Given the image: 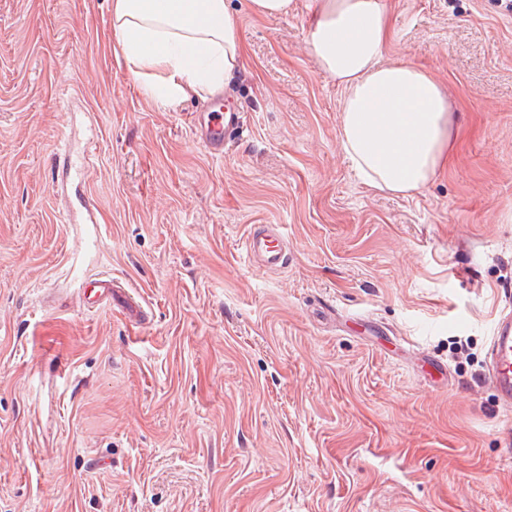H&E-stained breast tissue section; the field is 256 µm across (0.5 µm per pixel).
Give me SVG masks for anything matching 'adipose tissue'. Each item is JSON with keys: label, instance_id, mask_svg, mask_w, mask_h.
Segmentation results:
<instances>
[{"label": "adipose tissue", "instance_id": "obj_1", "mask_svg": "<svg viewBox=\"0 0 512 512\" xmlns=\"http://www.w3.org/2000/svg\"><path fill=\"white\" fill-rule=\"evenodd\" d=\"M112 30L130 72L159 105L223 90L246 43L225 0H111ZM320 70L343 92V151L365 185L407 196L448 164L456 134L448 96L413 63L384 61L387 0H309Z\"/></svg>", "mask_w": 512, "mask_h": 512}]
</instances>
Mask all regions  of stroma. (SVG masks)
I'll use <instances>...</instances> for the list:
<instances>
[{"mask_svg":"<svg viewBox=\"0 0 512 512\" xmlns=\"http://www.w3.org/2000/svg\"><path fill=\"white\" fill-rule=\"evenodd\" d=\"M222 98L174 111L114 56L110 0H0V512H512L488 381L512 293V14L388 0L384 58L430 71L448 168L369 189L307 0L258 18ZM242 113L210 156L194 116ZM95 145L71 192L64 143ZM275 224L288 265L245 259ZM111 276V310L82 299ZM148 307L128 320L123 297Z\"/></svg>","mask_w":512,"mask_h":512,"instance_id":"stroma-1","label":"stroma"}]
</instances>
